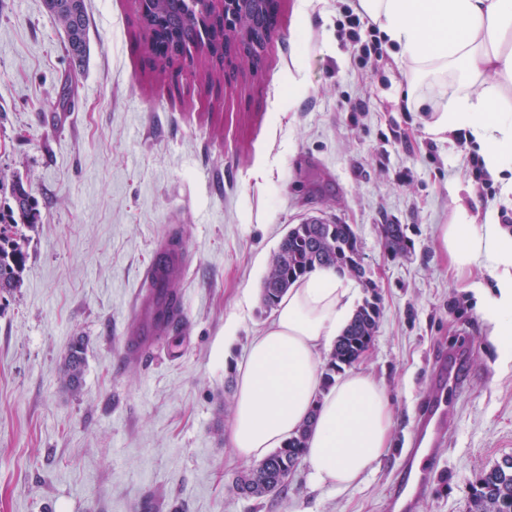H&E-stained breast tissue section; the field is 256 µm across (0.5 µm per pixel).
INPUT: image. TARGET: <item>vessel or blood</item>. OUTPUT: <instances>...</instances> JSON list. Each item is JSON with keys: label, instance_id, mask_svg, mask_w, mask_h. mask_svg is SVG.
I'll return each mask as SVG.
<instances>
[{"label": "vessel or blood", "instance_id": "obj_1", "mask_svg": "<svg viewBox=\"0 0 512 512\" xmlns=\"http://www.w3.org/2000/svg\"><path fill=\"white\" fill-rule=\"evenodd\" d=\"M187 257L183 239L176 234L159 245L152 262L144 269L138 294L133 303V315L140 330L141 341L133 345L132 354L138 355L151 347L156 337L169 334L175 320L167 309V303L161 293L163 284L172 278L182 276ZM462 384V374L457 356H450L448 362L439 365L435 373V392L422 407L418 420V429L426 439L429 448L428 467L416 468L414 460H407L400 472L398 484L405 495L399 503L400 512H412L415 501L428 487L433 471L439 467L437 446L448 431L447 399Z\"/></svg>", "mask_w": 512, "mask_h": 512}]
</instances>
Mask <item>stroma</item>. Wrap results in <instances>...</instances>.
Segmentation results:
<instances>
[{
  "mask_svg": "<svg viewBox=\"0 0 512 512\" xmlns=\"http://www.w3.org/2000/svg\"><path fill=\"white\" fill-rule=\"evenodd\" d=\"M85 5L76 69L44 0H0V181L22 178L40 212L22 285L0 297V512H392L435 367L467 336L441 471L414 510L466 512L479 473L512 457V364L478 307L492 281L454 268L436 237L461 206L479 224L512 217L469 173L478 143L425 132L390 47L358 64L337 22L360 0H278L260 65L213 82L201 55L153 69L137 0ZM307 219L352 225L381 297L358 366L393 396L391 444L350 489L308 486L302 462L286 495L248 500L230 489L249 464L226 442L235 365L270 317V257ZM383 224L405 226L407 254L384 248ZM174 230L189 250L177 338L127 360L132 296ZM76 336L87 361L70 393ZM87 346L82 336L73 338L63 357L60 374L63 387L69 391L81 389L86 367Z\"/></svg>",
  "mask_w": 512,
  "mask_h": 512,
  "instance_id": "obj_1",
  "label": "stroma"
}]
</instances>
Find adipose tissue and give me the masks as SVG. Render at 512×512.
<instances>
[{"label": "adipose tissue", "mask_w": 512, "mask_h": 512, "mask_svg": "<svg viewBox=\"0 0 512 512\" xmlns=\"http://www.w3.org/2000/svg\"><path fill=\"white\" fill-rule=\"evenodd\" d=\"M395 51L406 98L426 133L447 140L468 131L485 145L484 163L512 197V98L487 85L492 72L512 86V0H361ZM443 81L442 101L419 94L425 77ZM438 244L461 268L484 264L494 281L481 313L504 361L512 362V231L476 225L466 211L440 225ZM358 298L343 272L318 268L289 288L255 332L238 364L227 442L238 456L261 459L281 447L309 413L317 419L305 460L311 486L345 490L384 455L394 425L387 388L363 369L322 391V355L340 335Z\"/></svg>", "instance_id": "1"}]
</instances>
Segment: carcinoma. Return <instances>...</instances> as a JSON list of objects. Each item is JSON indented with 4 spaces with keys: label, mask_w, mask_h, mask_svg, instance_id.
I'll return each instance as SVG.
<instances>
[{
    "label": "carcinoma",
    "mask_w": 512,
    "mask_h": 512,
    "mask_svg": "<svg viewBox=\"0 0 512 512\" xmlns=\"http://www.w3.org/2000/svg\"><path fill=\"white\" fill-rule=\"evenodd\" d=\"M45 8L66 34V49L75 63L89 52L87 13L84 0H45ZM206 9L204 0H156L148 14L140 16L153 45L165 46L155 57L163 72L178 57V48L197 41L198 14ZM12 202L0 205V293L20 286L26 261V236L19 226L37 223L38 211L30 192L20 178L10 187ZM385 248L394 255L407 252L409 240L400 224L380 225ZM316 267H336L353 274L366 289L367 296L336 339L325 364L323 390H329L336 374L360 361L372 347L381 313V298L365 278L359 258L358 241L350 224H295L278 245L269 263L261 288L264 307H275L295 280ZM86 343L73 338L63 357L60 374L63 387L81 389L86 367ZM312 422L304 423L283 447L240 471L232 490L246 499L262 500L278 496L288 487V477L301 460ZM468 512H512V457L483 471L472 485Z\"/></svg>",
    "instance_id": "obj_1"
}]
</instances>
